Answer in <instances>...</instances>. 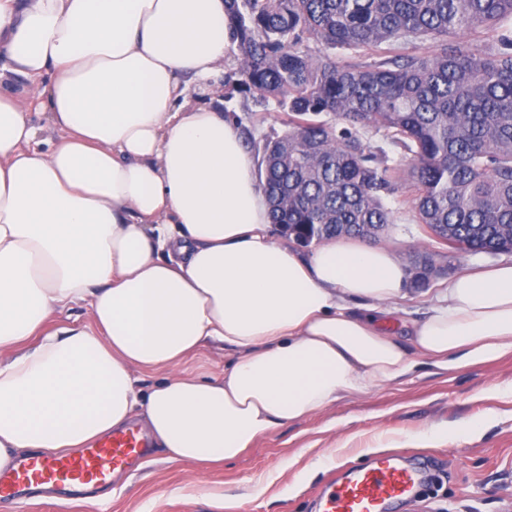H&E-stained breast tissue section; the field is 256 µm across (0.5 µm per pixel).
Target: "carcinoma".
I'll return each instance as SVG.
<instances>
[{
  "mask_svg": "<svg viewBox=\"0 0 512 512\" xmlns=\"http://www.w3.org/2000/svg\"><path fill=\"white\" fill-rule=\"evenodd\" d=\"M228 16L240 92L288 112L261 147L271 224L381 236L384 199L406 179L403 203L449 252L512 253V0H228ZM362 130L403 149L408 169ZM418 269L415 288L445 273Z\"/></svg>",
  "mask_w": 512,
  "mask_h": 512,
  "instance_id": "1",
  "label": "carcinoma"
}]
</instances>
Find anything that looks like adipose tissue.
Masks as SVG:
<instances>
[{
	"label": "adipose tissue",
	"mask_w": 512,
	"mask_h": 512,
	"mask_svg": "<svg viewBox=\"0 0 512 512\" xmlns=\"http://www.w3.org/2000/svg\"><path fill=\"white\" fill-rule=\"evenodd\" d=\"M233 43L225 0H0V472L135 422L201 470L419 361L512 354L510 262L449 281L408 349L386 328L407 282L388 247L273 238L235 119L188 99ZM78 302L89 324L58 323ZM210 341L234 358L190 372Z\"/></svg>",
	"instance_id": "adipose-tissue-1"
}]
</instances>
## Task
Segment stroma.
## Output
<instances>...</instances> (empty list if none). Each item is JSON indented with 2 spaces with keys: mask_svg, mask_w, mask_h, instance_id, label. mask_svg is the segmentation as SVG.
<instances>
[{
  "mask_svg": "<svg viewBox=\"0 0 512 512\" xmlns=\"http://www.w3.org/2000/svg\"><path fill=\"white\" fill-rule=\"evenodd\" d=\"M238 50L230 48L224 66L203 83L191 84L192 103L222 100L241 131L253 142L282 135L287 112L275 101L260 102L239 91ZM408 185L386 198L391 224L381 237L402 259L428 257L447 267L445 275L425 289L410 288L395 304L391 321L396 335L407 341V323L426 316L434 299L447 288L450 276L473 265L490 266L494 257L448 255L402 206ZM491 415L478 438H457L416 448L409 435ZM391 444V456L406 461H432L441 470L439 483L429 485L399 512H502L512 500V355L496 361L441 372L422 365L401 382L347 397L324 411L277 428L237 460L211 472L190 473L188 467L161 461L117 473L103 498L82 501L79 492L57 497L43 490L0 503V512H313L319 492L339 480L350 467L366 463L360 448ZM244 495L237 507H217L216 496Z\"/></svg>",
  "mask_w": 512,
  "mask_h": 512,
  "instance_id": "1",
  "label": "stroma"
}]
</instances>
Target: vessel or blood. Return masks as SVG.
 Returning <instances> with one entry per match:
<instances>
[{
  "label": "vessel or blood",
  "instance_id": "vessel-or-blood-1",
  "mask_svg": "<svg viewBox=\"0 0 512 512\" xmlns=\"http://www.w3.org/2000/svg\"><path fill=\"white\" fill-rule=\"evenodd\" d=\"M147 446L139 431L129 429L101 439L75 455L44 454L28 458L0 475V501L39 485L66 488L101 487L114 472L127 469ZM425 479L422 467L385 456L327 485L319 497V512H391L409 500Z\"/></svg>",
  "mask_w": 512,
  "mask_h": 512
}]
</instances>
